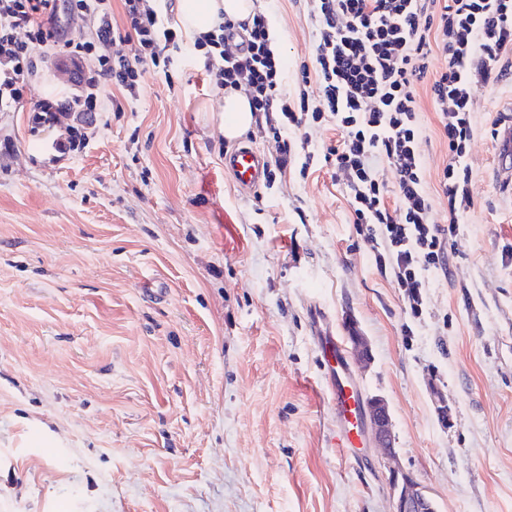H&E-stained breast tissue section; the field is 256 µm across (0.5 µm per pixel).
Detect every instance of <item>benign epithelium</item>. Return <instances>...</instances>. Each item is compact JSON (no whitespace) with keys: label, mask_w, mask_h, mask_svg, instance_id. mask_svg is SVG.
<instances>
[{"label":"benign epithelium","mask_w":512,"mask_h":512,"mask_svg":"<svg viewBox=\"0 0 512 512\" xmlns=\"http://www.w3.org/2000/svg\"><path fill=\"white\" fill-rule=\"evenodd\" d=\"M349 339L358 357L362 361L370 358L369 348L364 336L355 325H350ZM369 420L372 438L377 447L381 448L389 466V484L393 491L394 512H434L431 500L423 493L418 484L397 466L393 465L395 452L392 443L391 421L386 402L380 397H374L369 403Z\"/></svg>","instance_id":"obj_1"}]
</instances>
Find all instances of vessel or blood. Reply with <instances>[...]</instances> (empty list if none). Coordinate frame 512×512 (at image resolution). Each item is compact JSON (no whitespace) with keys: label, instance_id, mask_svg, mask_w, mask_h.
I'll return each instance as SVG.
<instances>
[{"label":"vessel or blood","instance_id":"b4317fda","mask_svg":"<svg viewBox=\"0 0 512 512\" xmlns=\"http://www.w3.org/2000/svg\"><path fill=\"white\" fill-rule=\"evenodd\" d=\"M498 149L497 176L500 183L512 187V119L503 120L496 134ZM266 159L260 151L239 144L224 156V167L234 177L238 187L253 190L263 182ZM312 327L325 370L326 392L336 416V431L331 447L354 448L367 438L364 427L362 393L353 377L345 348V340L328 328L329 317L320 305H312Z\"/></svg>","mask_w":512,"mask_h":512}]
</instances>
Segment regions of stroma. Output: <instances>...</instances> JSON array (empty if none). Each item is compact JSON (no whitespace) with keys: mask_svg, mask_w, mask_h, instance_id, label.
<instances>
[{"mask_svg":"<svg viewBox=\"0 0 512 512\" xmlns=\"http://www.w3.org/2000/svg\"><path fill=\"white\" fill-rule=\"evenodd\" d=\"M311 5L256 3L292 99ZM203 65L145 74L141 100L65 155L60 128L0 112V512H393L381 450L327 445L314 302L367 336L356 379L436 512H512V190L496 179L512 75L472 85L474 205L414 321L322 159L335 127L313 132L308 174L295 137L273 187L242 191ZM417 109L434 176L448 148L429 93Z\"/></svg>","mask_w":512,"mask_h":512,"instance_id":"1","label":"stroma"}]
</instances>
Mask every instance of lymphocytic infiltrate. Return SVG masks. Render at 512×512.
Returning <instances> with one entry per match:
<instances>
[{"label": "lymphocytic infiltrate", "mask_w": 512, "mask_h": 512, "mask_svg": "<svg viewBox=\"0 0 512 512\" xmlns=\"http://www.w3.org/2000/svg\"><path fill=\"white\" fill-rule=\"evenodd\" d=\"M121 2L117 24L111 0H0V112L23 105L42 52L74 62L93 53L99 60L98 71L81 76L73 92L34 104L43 125L63 112L101 111L106 102L122 111L124 102L141 97L145 74L168 75L189 45L182 30L160 20L156 0ZM311 16L314 65L302 67L293 100L282 90L284 65L271 48L262 12L253 13L248 28L228 19L190 45L204 53L205 72L218 87L245 91L258 121L278 143L267 185L288 166L289 132L306 144L312 129L335 125L340 139L324 162L344 174L357 234L369 244L377 267L390 271L403 289L410 317L421 319L429 276L447 269L448 245L474 205L469 87L473 80L494 82L504 74V53L512 49V0H312ZM69 21L83 22L88 35L69 38ZM21 27L28 28V41L16 39ZM239 35L246 49L228 53L227 40ZM119 41L130 44V53H111ZM435 54L447 68L433 74L429 63ZM427 78L449 156L433 192L421 160L416 101V86ZM382 163L394 168L395 187L381 176ZM435 192L448 200L447 223L433 218Z\"/></svg>", "instance_id": "lymphocytic-infiltrate-1"}]
</instances>
